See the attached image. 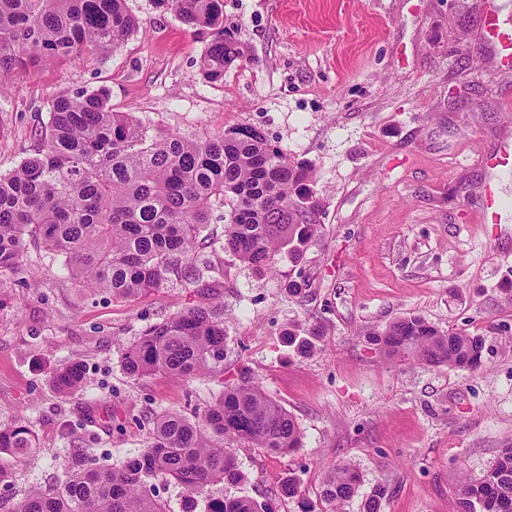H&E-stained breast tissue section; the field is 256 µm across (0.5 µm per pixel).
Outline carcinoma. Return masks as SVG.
<instances>
[{"label":"carcinoma","mask_w":512,"mask_h":512,"mask_svg":"<svg viewBox=\"0 0 512 512\" xmlns=\"http://www.w3.org/2000/svg\"><path fill=\"white\" fill-rule=\"evenodd\" d=\"M157 5L209 35L199 75L224 84L243 50L224 38L223 0ZM138 28L126 0H0V87L15 72L117 49ZM310 179L306 165L272 147L256 127L231 126L203 140L155 137L113 111L103 92L64 94L52 103L40 147L0 176V272L18 268L31 237L63 258L71 277L91 292L129 298L155 291L186 260L187 279L206 294L213 266L197 249L214 209L230 205L224 251L266 269L284 248L300 257L317 230ZM370 341L389 356L407 355L427 366L475 370L482 364V337L447 333L415 315L370 333ZM224 344L218 308L196 306L145 329L125 352L122 368L134 378L222 373ZM53 384L72 395L86 384L85 373L74 364L56 372ZM302 439L294 416L247 379L224 387L194 421L177 413L157 416L148 444L118 469L101 470L87 449H72L65 480L48 492L31 490L13 512H168L152 491L156 480L173 479L205 497L214 485L242 478L235 449L224 441L288 454ZM32 447L24 421L0 429V453ZM360 484L350 464L335 465L318 491L319 508L307 512H342ZM385 495V486H374L364 512H381ZM208 512L268 509L239 496L209 500ZM454 512H512V445L485 474L461 484Z\"/></svg>","instance_id":"carcinoma-1"}]
</instances>
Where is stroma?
Wrapping results in <instances>:
<instances>
[{
  "instance_id": "1",
  "label": "stroma",
  "mask_w": 512,
  "mask_h": 512,
  "mask_svg": "<svg viewBox=\"0 0 512 512\" xmlns=\"http://www.w3.org/2000/svg\"><path fill=\"white\" fill-rule=\"evenodd\" d=\"M493 4L512 31V0H224L244 55L214 86L197 74L208 35L155 0H127L140 28L122 47L10 76L0 175L32 154L56 97L103 90L156 135L259 128L311 169L319 212L301 256L280 252L273 268L210 252L224 372L193 379L122 369L147 326L198 304L185 277L115 300L28 241L19 270L0 275V427L26 417L37 446L0 454V512L55 488L72 449L120 466L158 414L195 418L249 377L296 418L303 445L276 455L237 444L243 478L213 497L302 512L346 462L362 482L345 512H363L378 484L381 512H453L463 478L512 445V213L482 221L483 160L512 142V65L480 26ZM411 313L482 337L481 368L383 358L368 332ZM74 363L87 385L65 396L51 375ZM291 476L293 499L280 493Z\"/></svg>"
}]
</instances>
